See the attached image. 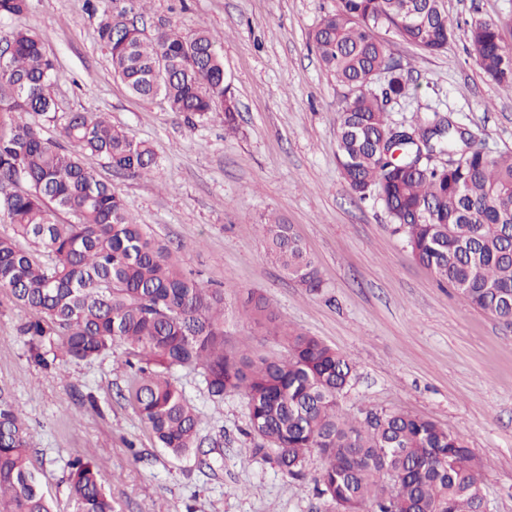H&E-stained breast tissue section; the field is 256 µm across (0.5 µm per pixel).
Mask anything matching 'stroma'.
Instances as JSON below:
<instances>
[{"instance_id":"stroma-1","label":"stroma","mask_w":512,"mask_h":512,"mask_svg":"<svg viewBox=\"0 0 512 512\" xmlns=\"http://www.w3.org/2000/svg\"><path fill=\"white\" fill-rule=\"evenodd\" d=\"M335 0H112L145 37L165 26L218 35L224 75L239 108L238 130L222 118L187 123L162 97L132 96L112 73L97 39L99 17L86 0H28L0 21V33L34 32L55 58L51 96L59 115L109 114L149 145L152 172L131 177L85 155L139 223L179 256L205 285L224 291L227 350L248 345L266 358L286 355L282 337L245 314L249 294L263 296L284 328L317 337L356 365L339 399L349 417L366 411L419 414L464 439L483 466L492 512H512V326L471 307L412 256L377 201H359L336 161L338 109L347 93L321 69L311 33ZM450 17L490 20L512 46V0H445ZM390 53L409 78V96L391 107L410 126L439 112L477 132L487 150L512 151V93L476 65L462 34L426 53L398 37ZM293 224L318 262L324 287L311 294L265 255L261 226ZM23 317L0 292V386L23 414L30 453L56 512H72L69 460L103 464L115 512H324L312 455L304 480L284 476L252 451L243 395L214 403L199 371L177 370L201 420V448L182 458L160 448L131 402L134 379L124 348L64 375L28 361L16 335ZM92 393L96 407L80 397Z\"/></svg>"}]
</instances>
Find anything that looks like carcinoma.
Segmentation results:
<instances>
[{
	"label": "carcinoma",
	"mask_w": 512,
	"mask_h": 512,
	"mask_svg": "<svg viewBox=\"0 0 512 512\" xmlns=\"http://www.w3.org/2000/svg\"><path fill=\"white\" fill-rule=\"evenodd\" d=\"M27 0H0V20L20 15ZM459 21L441 0H336L311 34L325 73L348 89L336 133L346 190L387 209L394 232L415 259L473 307L512 325V154L490 155L470 130L435 112L408 131L387 110L407 97L381 32L434 54ZM98 40L113 74L136 97L163 95L189 120L224 115L235 130L237 102L224 86L216 39L205 30L172 28L145 39L126 13L102 11ZM469 53L487 77L512 90V49L487 20L464 28ZM0 65V290L28 313L17 328L28 359L45 371L88 361L123 346L137 383L134 410L160 447L179 457L202 445L196 409L171 378L201 370L209 397L242 394L255 453L288 478L306 477L311 454L324 459L316 493L326 512H479L481 463L464 441L430 419L403 411H370L362 420L339 412L338 397L355 364L320 339L284 336L282 359L224 350V291L205 287L179 258L129 213L121 195L85 167L87 153L118 172L148 175L150 147L102 113L57 116L49 90L56 61L29 30L4 37ZM383 90L372 89L379 75ZM61 124L64 148L44 135ZM396 158L387 156L391 149ZM448 157L436 164L434 159ZM63 213L69 220L60 222ZM267 258L300 287L324 286L316 261L293 225H262ZM22 238L29 247L19 246ZM248 311L278 331L263 298ZM24 419L0 388V512H53L28 452ZM73 512H114L93 461L68 463Z\"/></svg>",
	"instance_id": "obj_1"
}]
</instances>
